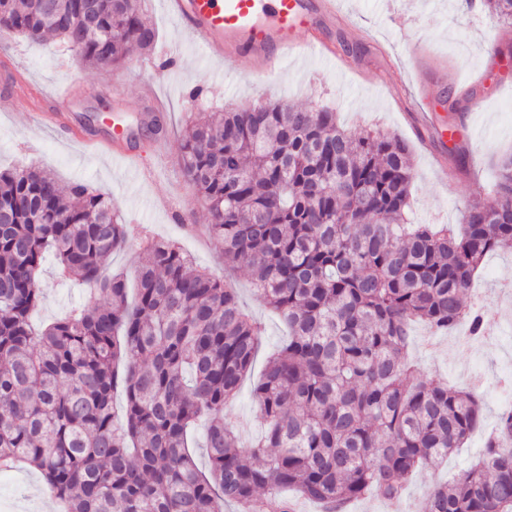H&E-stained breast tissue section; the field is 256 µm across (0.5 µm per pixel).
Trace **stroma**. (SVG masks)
I'll return each mask as SVG.
<instances>
[{
	"mask_svg": "<svg viewBox=\"0 0 512 512\" xmlns=\"http://www.w3.org/2000/svg\"><path fill=\"white\" fill-rule=\"evenodd\" d=\"M143 12L157 43L152 50L134 52L114 70L83 65L58 41L10 37L6 43L14 65L29 80L48 91L72 89L68 125L86 137L110 134L117 118L139 127L147 112L140 86L153 83L167 110L158 131L135 137L147 171L106 153L91 154L81 143L35 125V106L24 99L14 111L0 112V170L32 164L54 173L62 186L82 182L110 197L113 208L133 226L132 246L113 254L112 270L131 272L151 239L161 238L177 241L198 268L230 277L243 307L263 327L251 374L224 407L225 422L237 426L247 443L261 433L252 386L267 355L286 340L288 331L254 294L248 270L225 274L222 248L205 233L207 211L193 200L177 163L192 112H220L260 96L294 106L337 104L345 129L378 126L411 145V218L456 227L478 187L495 182V158L512 152V38L490 34L479 12L463 11L459 0H336V25L328 31L333 54L308 51L288 57L265 80L245 66L211 61L167 12L165 0H144ZM417 41L427 47L419 58L410 53ZM447 95L456 99L455 111L443 107ZM425 109L451 118L453 141L466 157L463 168L430 150L434 128L421 120ZM510 281L512 250L488 255L472 280L468 301L492 316L495 334L490 339L460 347L455 336L434 335L418 324L409 347L417 378L443 379L457 388L478 380L473 389L484 407L482 430L441 467L415 473L397 503L372 495L351 503L349 512H415L435 484L460 475L482 453L486 432L507 409L502 381L512 376V296L504 297L502 286ZM40 285L44 300L35 317L39 324L62 318L75 306L101 304L84 286L59 283L50 261ZM46 498L38 470L0 471V512H44Z\"/></svg>",
	"mask_w": 512,
	"mask_h": 512,
	"instance_id": "stroma-1",
	"label": "stroma"
}]
</instances>
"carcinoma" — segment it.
I'll list each match as a JSON object with an SVG mask.
<instances>
[{"label":"carcinoma","instance_id":"cac0c4a2","mask_svg":"<svg viewBox=\"0 0 512 512\" xmlns=\"http://www.w3.org/2000/svg\"><path fill=\"white\" fill-rule=\"evenodd\" d=\"M141 3L0 0V35L52 36L117 68L154 45ZM482 5L493 27L512 26V0ZM411 156L391 133L341 128L328 105L257 100L186 126L179 164L224 267L248 264L289 329L253 389L263 434L249 446L224 422L262 332L237 289L162 241L136 264L131 300L109 270L129 245L109 198L82 183L66 193L33 165L0 172V470L35 467L57 512H295L297 497L345 512L374 493L397 499L483 422L472 392L414 381L411 325L467 320L483 335L464 298L487 255L512 248V154L458 232L409 219ZM49 254L107 305L35 329ZM201 418L205 472L188 441ZM421 512H512V411Z\"/></svg>","mask_w":512,"mask_h":512}]
</instances>
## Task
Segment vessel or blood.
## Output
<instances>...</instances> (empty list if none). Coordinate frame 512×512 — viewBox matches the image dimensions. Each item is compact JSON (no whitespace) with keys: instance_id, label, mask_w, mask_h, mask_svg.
Instances as JSON below:
<instances>
[{"instance_id":"vessel-or-blood-1","label":"vessel or blood","mask_w":512,"mask_h":512,"mask_svg":"<svg viewBox=\"0 0 512 512\" xmlns=\"http://www.w3.org/2000/svg\"><path fill=\"white\" fill-rule=\"evenodd\" d=\"M168 9L209 58H244L271 73L288 53L323 50L336 0H169Z\"/></svg>"}]
</instances>
